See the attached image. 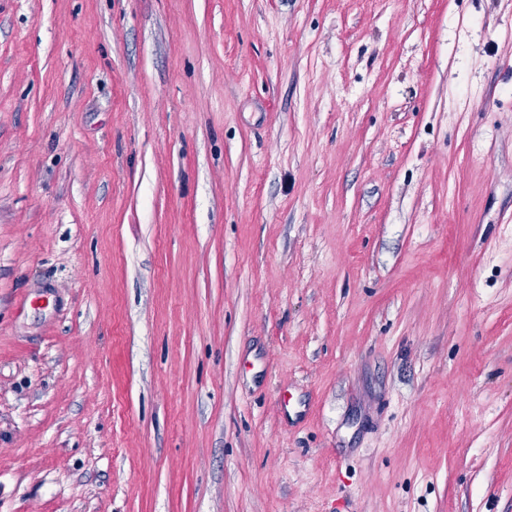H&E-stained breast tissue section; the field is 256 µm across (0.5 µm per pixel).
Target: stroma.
I'll use <instances>...</instances> for the list:
<instances>
[{
  "instance_id": "obj_1",
  "label": "stroma",
  "mask_w": 512,
  "mask_h": 512,
  "mask_svg": "<svg viewBox=\"0 0 512 512\" xmlns=\"http://www.w3.org/2000/svg\"><path fill=\"white\" fill-rule=\"evenodd\" d=\"M0 512H512V0H0Z\"/></svg>"
}]
</instances>
